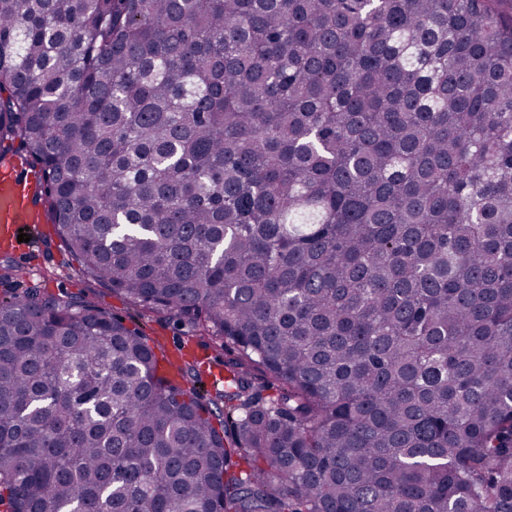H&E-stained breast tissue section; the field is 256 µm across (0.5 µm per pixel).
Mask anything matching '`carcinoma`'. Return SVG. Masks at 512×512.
<instances>
[{"mask_svg": "<svg viewBox=\"0 0 512 512\" xmlns=\"http://www.w3.org/2000/svg\"><path fill=\"white\" fill-rule=\"evenodd\" d=\"M176 366L0 260L3 512H512V0H0V163Z\"/></svg>", "mask_w": 512, "mask_h": 512, "instance_id": "cac0c4a2", "label": "carcinoma"}]
</instances>
